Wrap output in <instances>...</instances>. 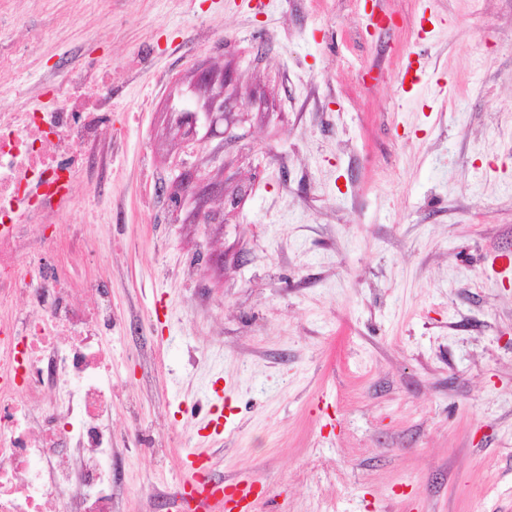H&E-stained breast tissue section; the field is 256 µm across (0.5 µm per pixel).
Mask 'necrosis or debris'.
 Segmentation results:
<instances>
[{
  "instance_id": "4bbe7bcc",
  "label": "necrosis or debris",
  "mask_w": 512,
  "mask_h": 512,
  "mask_svg": "<svg viewBox=\"0 0 512 512\" xmlns=\"http://www.w3.org/2000/svg\"><path fill=\"white\" fill-rule=\"evenodd\" d=\"M60 73L53 104L0 113V307L21 295L41 305L24 325L0 323V512H112V383L94 328L109 305H74L67 261L51 236L90 166L104 116L74 97Z\"/></svg>"
}]
</instances>
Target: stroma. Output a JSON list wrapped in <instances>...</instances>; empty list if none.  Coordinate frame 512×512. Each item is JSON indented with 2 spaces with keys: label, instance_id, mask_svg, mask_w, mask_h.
Returning a JSON list of instances; mask_svg holds the SVG:
<instances>
[{
  "label": "stroma",
  "instance_id": "1",
  "mask_svg": "<svg viewBox=\"0 0 512 512\" xmlns=\"http://www.w3.org/2000/svg\"><path fill=\"white\" fill-rule=\"evenodd\" d=\"M363 5L0 0V112L110 85L51 232L112 302L113 512L197 447L253 512H512V0H373L372 36ZM200 60L232 81L199 199L171 167Z\"/></svg>",
  "mask_w": 512,
  "mask_h": 512
}]
</instances>
